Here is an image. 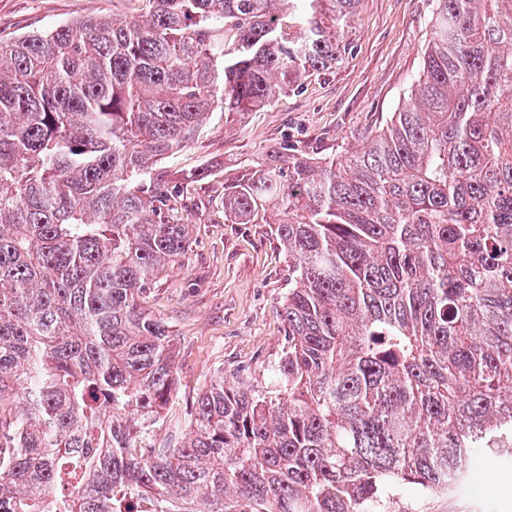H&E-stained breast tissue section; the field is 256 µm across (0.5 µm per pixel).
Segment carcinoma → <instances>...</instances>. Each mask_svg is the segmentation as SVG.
<instances>
[{
  "label": "carcinoma",
  "instance_id": "obj_1",
  "mask_svg": "<svg viewBox=\"0 0 512 512\" xmlns=\"http://www.w3.org/2000/svg\"><path fill=\"white\" fill-rule=\"evenodd\" d=\"M139 2L0 43V512H386L511 462L512 0H433L364 146L224 187L288 254L285 343L161 448L129 419L176 392L142 298L190 233L155 166L331 69L360 0Z\"/></svg>",
  "mask_w": 512,
  "mask_h": 512
}]
</instances>
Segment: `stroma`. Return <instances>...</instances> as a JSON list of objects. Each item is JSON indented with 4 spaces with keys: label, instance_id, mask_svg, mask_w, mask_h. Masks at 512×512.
<instances>
[{
    "label": "stroma",
    "instance_id": "1",
    "mask_svg": "<svg viewBox=\"0 0 512 512\" xmlns=\"http://www.w3.org/2000/svg\"><path fill=\"white\" fill-rule=\"evenodd\" d=\"M432 0H361L340 39L335 67L269 105L214 111L195 139L159 164L166 180L187 184L183 214L192 247L182 267L153 282L145 306L175 337L177 388L161 432L184 437L198 393L217 371L258 375L284 345L288 257L267 224L224 219L226 185L287 150L333 157L360 147L418 77L430 38ZM132 0H0V41L99 15H126ZM211 177L188 183L190 172ZM482 490L402 491L389 512H512V466L489 462Z\"/></svg>",
    "mask_w": 512,
    "mask_h": 512
}]
</instances>
